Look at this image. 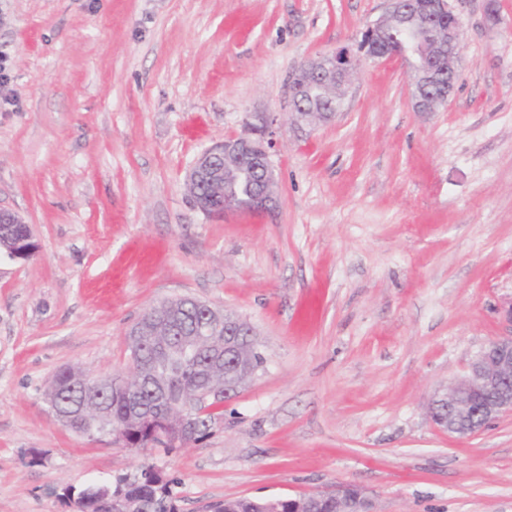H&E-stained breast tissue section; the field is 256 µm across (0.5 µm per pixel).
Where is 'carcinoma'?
Wrapping results in <instances>:
<instances>
[{
	"instance_id": "obj_1",
	"label": "carcinoma",
	"mask_w": 512,
	"mask_h": 512,
	"mask_svg": "<svg viewBox=\"0 0 512 512\" xmlns=\"http://www.w3.org/2000/svg\"><path fill=\"white\" fill-rule=\"evenodd\" d=\"M387 38L393 45L412 40L408 28L401 22L387 25ZM310 105L316 112H331L341 109L340 100L331 96L311 93ZM263 189L262 176L249 169L234 174L224 185V192L235 196L243 204ZM0 241L15 245L24 242V247L38 249L27 241L23 224L0 226ZM203 308L189 303L179 311L175 322L156 314V307L146 310L141 319L150 323L153 343L140 345L130 342L133 371L144 377L143 384L125 395L114 391L112 382L102 378L96 393L84 394L83 383L89 372L74 368L59 369L44 391V400L54 403L62 410H73L74 420L67 428L75 433L86 430L100 437L108 436L113 442L136 453H145L161 447L172 451L189 441H198L207 436L223 417L221 402L210 400L198 403V397L208 387H222L227 382L224 361L216 360L218 347L224 344V328L217 329L204 338L200 353L193 357L184 355L182 342L191 335L195 326L203 319ZM246 359L241 369L259 367L264 357L259 346L244 342ZM191 405L192 422L182 420L177 410ZM119 494L130 512H175L169 481L152 465L142 466L132 477H124L114 485L93 483L77 492L66 489L65 500L76 499L84 512H104L106 498ZM303 496L271 500L238 498L213 503L210 512H304L300 502Z\"/></svg>"
}]
</instances>
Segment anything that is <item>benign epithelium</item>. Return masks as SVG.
Masks as SVG:
<instances>
[{
	"label": "benign epithelium",
	"instance_id": "1",
	"mask_svg": "<svg viewBox=\"0 0 512 512\" xmlns=\"http://www.w3.org/2000/svg\"><path fill=\"white\" fill-rule=\"evenodd\" d=\"M385 14L365 29V43L361 52L371 58L389 55L383 44V31L387 21L407 18L415 31L428 25L433 15L446 14L452 20L447 36L430 47L432 71L453 74L460 63V37L462 24L451 0H388ZM358 67V57L348 50L309 60L292 72L288 79L290 104L289 120L294 126L314 125L329 121L333 112H310L304 96L308 89L316 88L328 95L336 92L345 96ZM455 85L438 86V90L424 95L414 90L413 108L417 112H435L448 100ZM245 132L231 136L224 142L206 150L195 161L188 173V183L205 182L210 187V203H195L206 214L242 210L244 206L224 197V173L240 167L244 161L258 165L263 172L264 190L247 207L253 211H268L279 204L278 187L274 178L270 150L277 145V115L255 112L244 122ZM512 410V331L490 342L470 363L467 373L436 392L430 402L433 422L443 431L457 437L472 436L482 431L500 414ZM356 492L358 508L354 512H373V503L360 487L345 485L336 488L332 497L343 500Z\"/></svg>",
	"mask_w": 512,
	"mask_h": 512
}]
</instances>
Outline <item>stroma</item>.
<instances>
[{"label": "stroma", "mask_w": 512, "mask_h": 512, "mask_svg": "<svg viewBox=\"0 0 512 512\" xmlns=\"http://www.w3.org/2000/svg\"><path fill=\"white\" fill-rule=\"evenodd\" d=\"M455 0V89L412 107L411 67L363 60L342 112L287 128L288 78L357 50L386 0H0V208L37 253L0 256V512H70L65 487L150 464L177 512L355 484L374 512H512V412L454 438L432 395L511 333L512 0ZM283 122L279 207L209 216L186 174ZM189 296L256 328L265 363L223 422L136 454L61 426V367L128 375L126 334ZM42 463H32L34 453Z\"/></svg>", "instance_id": "stroma-1"}]
</instances>
